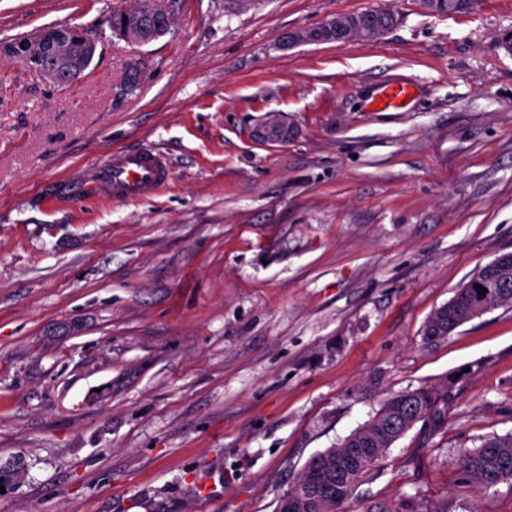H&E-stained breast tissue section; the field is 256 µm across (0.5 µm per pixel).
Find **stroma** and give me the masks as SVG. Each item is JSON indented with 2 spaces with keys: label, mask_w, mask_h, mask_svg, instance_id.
<instances>
[{
  "label": "stroma",
  "mask_w": 512,
  "mask_h": 512,
  "mask_svg": "<svg viewBox=\"0 0 512 512\" xmlns=\"http://www.w3.org/2000/svg\"><path fill=\"white\" fill-rule=\"evenodd\" d=\"M132 3L0 0V40L98 43L63 88L0 58V512H274L387 392L451 373L446 429L410 430L342 510L512 512L456 463L512 432V306L423 338L512 252V0H157L144 45L106 22ZM377 7L399 15L378 39L280 47ZM393 78L407 106L372 109ZM271 116L287 140H255ZM144 146L173 160L157 194L72 192ZM477 3L478 0H420L423 9L437 16L467 13L474 10Z\"/></svg>",
  "instance_id": "1"
}]
</instances>
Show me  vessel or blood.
Masks as SVG:
<instances>
[{"mask_svg": "<svg viewBox=\"0 0 512 512\" xmlns=\"http://www.w3.org/2000/svg\"><path fill=\"white\" fill-rule=\"evenodd\" d=\"M409 88L405 81L383 82L373 103L385 110L402 107L409 97ZM170 175V161L164 152L153 148L124 149L83 172L72 189L82 196L146 197L165 188Z\"/></svg>", "mask_w": 512, "mask_h": 512, "instance_id": "1", "label": "vessel or blood"}]
</instances>
